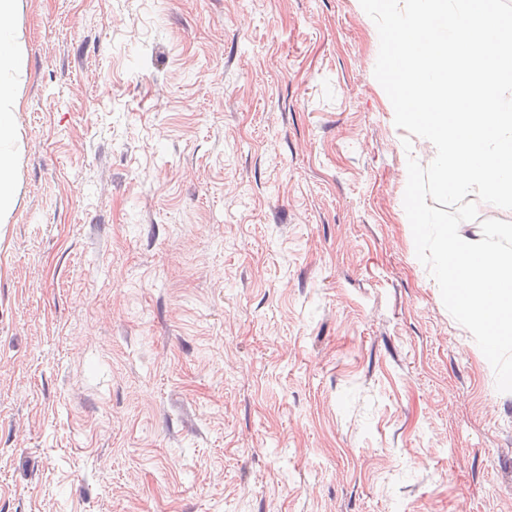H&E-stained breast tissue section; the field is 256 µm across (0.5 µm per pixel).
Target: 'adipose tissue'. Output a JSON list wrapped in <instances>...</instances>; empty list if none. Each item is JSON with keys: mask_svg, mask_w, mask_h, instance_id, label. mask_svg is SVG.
Wrapping results in <instances>:
<instances>
[{"mask_svg": "<svg viewBox=\"0 0 512 512\" xmlns=\"http://www.w3.org/2000/svg\"><path fill=\"white\" fill-rule=\"evenodd\" d=\"M22 0H0V223H7L18 200L16 170L21 146L16 125L22 37L17 16Z\"/></svg>", "mask_w": 512, "mask_h": 512, "instance_id": "ef3b65f1", "label": "adipose tissue"}]
</instances>
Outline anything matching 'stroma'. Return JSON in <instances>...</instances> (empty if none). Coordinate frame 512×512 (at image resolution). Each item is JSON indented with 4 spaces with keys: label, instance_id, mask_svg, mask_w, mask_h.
Masks as SVG:
<instances>
[{
    "label": "stroma",
    "instance_id": "1",
    "mask_svg": "<svg viewBox=\"0 0 512 512\" xmlns=\"http://www.w3.org/2000/svg\"><path fill=\"white\" fill-rule=\"evenodd\" d=\"M0 512H512L360 0H22Z\"/></svg>",
    "mask_w": 512,
    "mask_h": 512
}]
</instances>
